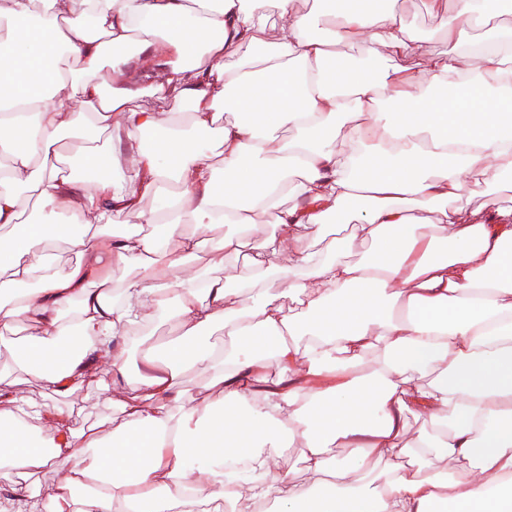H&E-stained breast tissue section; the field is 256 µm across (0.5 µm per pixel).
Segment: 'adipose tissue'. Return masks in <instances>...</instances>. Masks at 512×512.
Here are the masks:
<instances>
[{
  "label": "adipose tissue",
  "mask_w": 512,
  "mask_h": 512,
  "mask_svg": "<svg viewBox=\"0 0 512 512\" xmlns=\"http://www.w3.org/2000/svg\"><path fill=\"white\" fill-rule=\"evenodd\" d=\"M397 3L0 0V512L35 497L41 512H512V205L464 220L512 177V0H455L450 52L424 59ZM364 40L392 66L338 51ZM182 103L191 128L163 123ZM220 106L236 119L219 130V176L195 133ZM67 130L79 166L108 170L95 186L58 165ZM150 197L162 208L144 210ZM26 200L80 231L25 221ZM117 211L136 230L113 234ZM187 214L233 225L220 247L245 276L188 269L202 240ZM61 247L76 257L63 273ZM119 265L131 275L117 288ZM173 298L179 337L130 378L128 325ZM216 325L225 343L202 344ZM101 361L108 438L69 427L42 448L49 398L88 385ZM188 370L218 399L187 398ZM27 375L45 401L25 394ZM412 415L431 430L408 438ZM296 443L306 482L225 485L230 459L264 468ZM337 445L350 464L332 463ZM45 472L56 479L34 496Z\"/></svg>",
  "instance_id": "obj_1"
}]
</instances>
